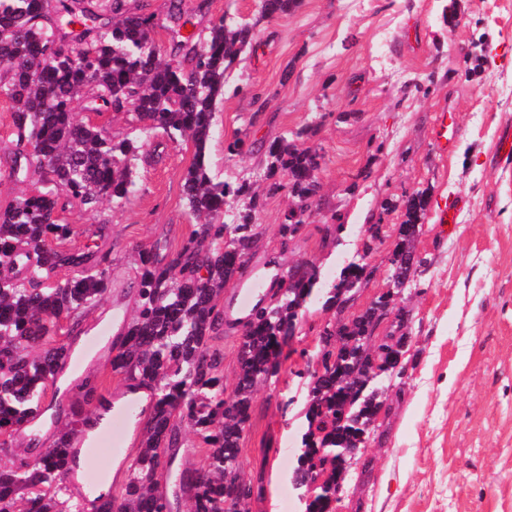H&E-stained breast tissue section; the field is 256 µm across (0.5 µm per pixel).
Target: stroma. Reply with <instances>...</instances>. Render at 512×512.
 I'll return each mask as SVG.
<instances>
[{
	"label": "stroma",
	"mask_w": 512,
	"mask_h": 512,
	"mask_svg": "<svg viewBox=\"0 0 512 512\" xmlns=\"http://www.w3.org/2000/svg\"><path fill=\"white\" fill-rule=\"evenodd\" d=\"M183 12L199 31L228 15L256 33L215 117L212 172L261 181L267 146L308 124L320 161L316 217L282 240L288 193L263 196L259 236L218 302L225 316L213 345L225 389L238 373L241 322L229 311L238 289L269 267L305 263L331 284L377 223L372 276L344 311L363 313L387 291L401 241L402 211L382 204L423 192L412 246L426 264L374 333L403 337L405 374L382 379V407L336 512H512V163L497 154L512 126V0H300L275 20L261 18L259 0H183ZM236 137L244 150L228 153ZM192 159L191 143L155 131L126 202L61 213L76 230L72 248L108 255L110 288L81 317L88 332L111 321L113 306L133 314L139 250L166 256L190 234L183 176ZM451 202L455 223H440ZM336 315L321 299L308 303L279 376L254 394L239 453L250 512H304L291 476L307 430L308 375Z\"/></svg>",
	"instance_id": "stroma-1"
}]
</instances>
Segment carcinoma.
I'll use <instances>...</instances> for the list:
<instances>
[{"label": "carcinoma", "instance_id": "cac0c4a2", "mask_svg": "<svg viewBox=\"0 0 512 512\" xmlns=\"http://www.w3.org/2000/svg\"><path fill=\"white\" fill-rule=\"evenodd\" d=\"M100 0H0V98L10 103L15 152L0 178L16 180L22 166L41 174V186L0 209V434L20 435L33 419L50 414L51 444L33 461L0 465V512H80L81 503L59 497L77 465L74 438L82 420L61 423L60 404L46 402L47 390L64 379L78 352L71 343L49 339L51 328L96 304L110 283L107 256L65 247L74 227L59 219L78 205L94 212L120 203L134 186L139 146L160 129L172 141L195 148L184 176L183 195L199 224L167 262L140 255L137 310L112 346L111 367L133 386L151 389L152 403L142 440L120 491L108 493L97 512H173L160 489L170 470L175 425L187 423L205 445L207 464L183 478L188 512H224L232 497L236 512H248L250 489L238 482L240 439L256 386L277 376L287 359L284 347L299 311L322 288L316 265L286 275L287 284L256 306L250 336L241 344L234 390L219 375L221 357L210 341L224 317L218 299L238 273L242 250L257 235L260 196L247 180L211 176L205 150L212 138L226 76L254 48V27L219 18L207 33L178 34L184 57L162 55L152 37L150 15L131 10L128 0H107L112 23H99ZM299 0H260V14L277 18ZM85 109L132 112L138 134L114 140L103 129L76 120ZM301 129L267 150L266 194L288 189L296 204L313 203L320 185L317 152L295 140ZM423 193L387 201L383 210L404 211L402 243L392 262L391 283L415 282L411 237L425 210ZM76 270L61 277L62 270ZM366 264L351 262L325 291L324 304L361 286ZM387 292L349 327L355 337L340 351L322 352V370L309 374L308 431L296 474L322 478L308 512H332L343 477L324 468L327 456L365 443L381 406L376 378L402 374L396 357L402 342L387 336L372 342ZM86 401L96 397L95 376L81 379Z\"/></svg>", "mask_w": 512, "mask_h": 512}]
</instances>
